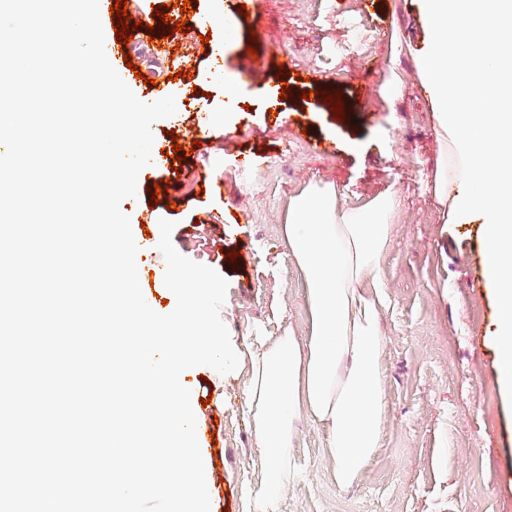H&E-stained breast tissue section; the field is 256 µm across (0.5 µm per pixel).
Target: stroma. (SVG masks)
<instances>
[{
	"label": "stroma",
	"instance_id": "1",
	"mask_svg": "<svg viewBox=\"0 0 512 512\" xmlns=\"http://www.w3.org/2000/svg\"><path fill=\"white\" fill-rule=\"evenodd\" d=\"M418 3L376 0L367 9L362 0H256L232 40L215 28L204 43L198 18L226 8L227 0H195L184 37L195 70L178 78L176 112L154 124L152 146L168 151L178 143L188 155L178 169L140 176L167 185L153 207L155 224H139L144 198L121 204L134 237L147 231L160 239L159 220L171 221L176 250L227 279L220 315L231 339L244 344L259 332H307L301 272L280 231L291 197L328 191L338 206L357 207L398 192L382 257V446L343 490L323 429L300 419L290 439L296 475L280 512H512V403L498 383L496 307L490 288L468 286L482 268L480 224L446 223L435 195L448 143L419 74L426 34ZM386 21L393 28L380 33ZM252 42L254 57L246 52ZM150 47L142 40L132 48L149 79L135 88L139 98L175 72ZM214 55L223 57V71L212 68ZM282 60L287 69H279ZM254 70L262 73V89L247 79ZM228 76L237 82L232 109L224 98ZM285 87L291 94L284 100ZM309 90L313 98L303 99ZM335 90L357 104L354 120H335L321 100V92ZM201 113L210 119L203 136L196 133ZM245 155L261 162L244 174ZM201 167L214 169L223 194L196 180ZM232 250L236 260H226ZM185 381L201 402L202 428L217 440L203 450L215 478L212 512H240V485L259 476L261 454L239 384L207 366L187 369Z\"/></svg>",
	"mask_w": 512,
	"mask_h": 512
}]
</instances>
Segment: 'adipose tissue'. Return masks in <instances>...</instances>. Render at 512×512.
<instances>
[{"instance_id": "1", "label": "adipose tissue", "mask_w": 512, "mask_h": 512, "mask_svg": "<svg viewBox=\"0 0 512 512\" xmlns=\"http://www.w3.org/2000/svg\"><path fill=\"white\" fill-rule=\"evenodd\" d=\"M399 205L392 190L361 207H338L327 193L290 199L282 233L302 273L309 334L303 341L258 336L244 348L243 407L262 450V472L243 484V512H279L292 474L289 438L300 417L323 426L339 488L353 486L375 460L386 417L382 257Z\"/></svg>"}]
</instances>
